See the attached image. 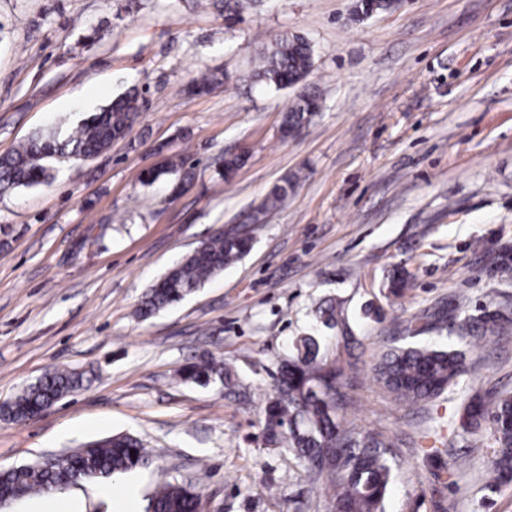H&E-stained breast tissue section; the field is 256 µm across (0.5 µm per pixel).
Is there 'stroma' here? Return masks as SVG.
I'll return each mask as SVG.
<instances>
[{"label": "stroma", "mask_w": 512, "mask_h": 512, "mask_svg": "<svg viewBox=\"0 0 512 512\" xmlns=\"http://www.w3.org/2000/svg\"><path fill=\"white\" fill-rule=\"evenodd\" d=\"M357 2L252 0L231 20L216 0H0V154L143 97L126 138L56 163L51 185L0 193V404L57 368L94 374L31 420L0 417V470L129 433L151 459L127 474L138 512L175 480L204 512H329L267 442L263 409L293 339L332 303L353 336L329 331L323 351L344 367L339 419L396 454L387 512H512V488L484 490L488 450L458 429L460 394L406 406L371 373L387 331L423 309H447L431 333L445 343L489 298L512 308L495 269L512 252V0H399L360 20ZM284 33L312 45L304 87L322 101L292 139L295 90L246 79L255 48ZM203 71L229 80L187 95ZM181 153L180 196L177 175L142 181ZM283 183L247 256L138 316L147 288ZM203 357L235 369L234 390L177 381ZM466 364V387L512 389V337L468 348ZM452 452L467 460L455 474Z\"/></svg>", "instance_id": "35a3bbf8"}]
</instances>
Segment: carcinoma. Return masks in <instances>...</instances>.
Wrapping results in <instances>:
<instances>
[{"instance_id":"1","label":"carcinoma","mask_w":512,"mask_h":512,"mask_svg":"<svg viewBox=\"0 0 512 512\" xmlns=\"http://www.w3.org/2000/svg\"><path fill=\"white\" fill-rule=\"evenodd\" d=\"M394 0H359L357 11L369 17L387 11ZM314 53L299 36L274 39L248 75L254 85L276 90L302 84L313 69ZM222 83L215 72L200 73L189 85L191 94L212 91ZM138 93L113 100L70 133L58 129L41 132L13 152L0 156V192L34 187L51 181V161L88 159L125 138L140 112ZM318 100L299 95L283 119L286 135L309 122ZM254 227L230 228L207 241L200 252L185 255L145 293L139 314H151L177 303L240 261L251 249ZM480 314L466 316L456 330L457 341L437 346L424 337L432 325L445 319L442 311H423L387 339L374 366L378 382L403 404H417L452 392L466 373L463 347L484 345L493 338L512 335V317L492 304L479 306ZM322 339L305 335L295 339L282 362L275 392L264 408V433L268 442L286 447L316 477L325 479L330 512H385V499L394 479L389 449L381 435L356 432L341 425L339 405L342 369L320 357ZM180 378L206 384L217 378L224 388L236 383L235 371L224 361L203 358L186 366ZM91 383L80 372L53 370L26 385L0 411L17 421L68 393ZM459 429L488 441L489 466L485 490L492 494L512 483V393L473 394L462 404ZM149 463L139 439L115 434L91 441L68 453L38 461L33 471L17 466L0 471V496L12 501L49 493L86 480L107 482ZM153 512H199L200 498L189 485L168 483L156 491Z\"/></svg>"}]
</instances>
